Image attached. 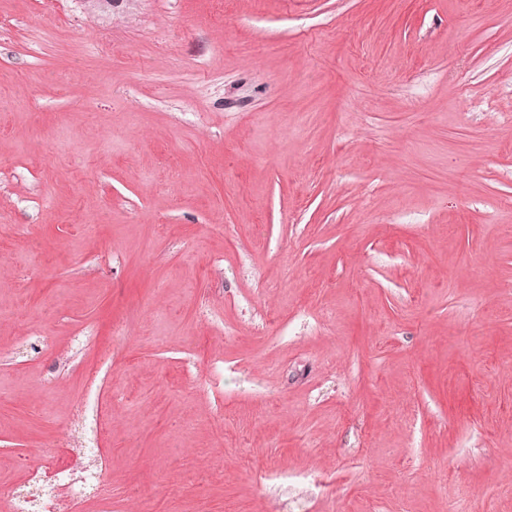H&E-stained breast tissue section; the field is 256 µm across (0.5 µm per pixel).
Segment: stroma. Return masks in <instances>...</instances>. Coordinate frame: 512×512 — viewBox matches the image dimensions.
<instances>
[{
	"label": "stroma",
	"mask_w": 512,
	"mask_h": 512,
	"mask_svg": "<svg viewBox=\"0 0 512 512\" xmlns=\"http://www.w3.org/2000/svg\"><path fill=\"white\" fill-rule=\"evenodd\" d=\"M54 450L112 512H512V0H0V512Z\"/></svg>",
	"instance_id": "35a3bbf8"
}]
</instances>
